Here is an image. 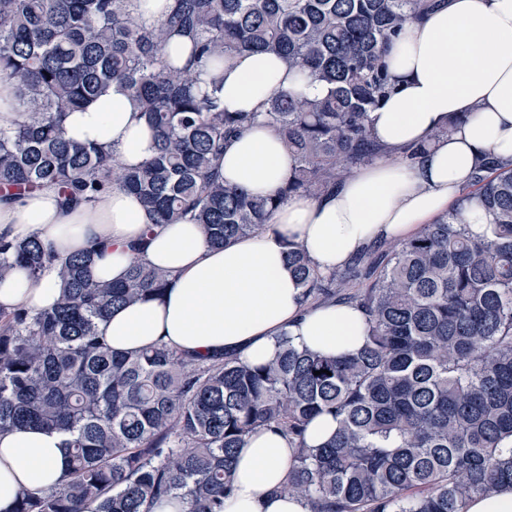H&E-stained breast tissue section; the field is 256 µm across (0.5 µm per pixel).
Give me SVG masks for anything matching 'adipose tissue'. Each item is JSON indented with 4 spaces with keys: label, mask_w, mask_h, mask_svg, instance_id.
Wrapping results in <instances>:
<instances>
[{
    "label": "adipose tissue",
    "mask_w": 512,
    "mask_h": 512,
    "mask_svg": "<svg viewBox=\"0 0 512 512\" xmlns=\"http://www.w3.org/2000/svg\"><path fill=\"white\" fill-rule=\"evenodd\" d=\"M386 62L395 90L369 119L386 154L321 197L291 195L257 233L213 247L188 216L159 225L148 238L149 218L134 194L112 188L65 207L58 189L47 186L21 195L0 191V235H37L62 259L97 248L91 275L98 282L123 280L137 257L167 270L162 296L114 309L101 323L117 352L163 344L257 364L273 358L284 334L329 355L357 352L367 334L363 312L348 303L306 302L286 262V244H303L321 271L342 267L374 243L405 238L446 212L465 194L481 157L512 165V0H443L405 26ZM219 76L225 111L257 118L225 144L216 164L225 181L256 195L275 193L294 161L260 114L273 93L314 97L322 88L267 53L235 56ZM445 126L447 138L434 139ZM64 134L104 148L127 167L155 152L153 130L117 85L68 113ZM418 144L426 154L407 164L404 148ZM141 240L146 247L134 255L129 246ZM59 290L54 270L36 281L17 270L0 281V308H47ZM293 454L283 434L251 433L238 451L224 512H307L302 499L273 493ZM67 461L56 432L1 434L0 512H10L19 489L61 486Z\"/></svg>",
    "instance_id": "obj_1"
}]
</instances>
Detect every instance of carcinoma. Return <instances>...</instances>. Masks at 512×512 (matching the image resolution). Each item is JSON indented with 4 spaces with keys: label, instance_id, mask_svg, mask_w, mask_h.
Segmentation results:
<instances>
[{
    "label": "carcinoma",
    "instance_id": "carcinoma-1",
    "mask_svg": "<svg viewBox=\"0 0 512 512\" xmlns=\"http://www.w3.org/2000/svg\"><path fill=\"white\" fill-rule=\"evenodd\" d=\"M434 0H177L140 26L127 0H0V80L27 121L0 128V186L58 187L63 204L108 185L135 193L153 224L191 214L219 247L270 222L284 197L317 198L383 148L369 114L394 91L385 56ZM182 38L195 66L166 58ZM272 53L323 88L275 93L264 117L293 155L277 193L225 182L214 161L251 123L226 112L199 77L243 52ZM118 83L155 132L156 154L136 168L64 136L67 113ZM473 190L446 214L368 260L323 273L304 246L286 261L316 304L353 303L367 316L356 353L310 351L284 335L275 356L249 364L163 345L117 354L100 332L114 307L160 295L161 268L136 260L119 284L90 275L91 253L63 260L37 238L0 236V281L16 268L56 270L49 308L0 309V433L38 426L65 436L70 469L55 489L19 492L13 512H224L237 449L257 428L295 446L286 482L308 512H467L512 486V165L480 160ZM477 200L490 235L470 236ZM333 437L311 446V421ZM337 424L331 417H319L309 426L307 442L313 446L328 441L336 431Z\"/></svg>",
    "mask_w": 512,
    "mask_h": 512
}]
</instances>
